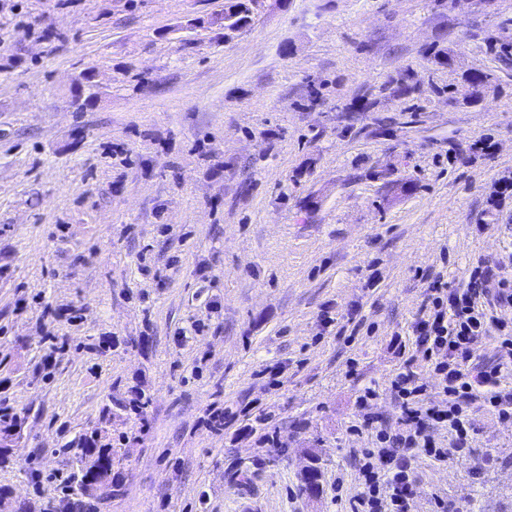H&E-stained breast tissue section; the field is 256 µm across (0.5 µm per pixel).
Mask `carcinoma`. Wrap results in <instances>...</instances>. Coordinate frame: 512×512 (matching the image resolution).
<instances>
[{"label": "carcinoma", "instance_id": "1", "mask_svg": "<svg viewBox=\"0 0 512 512\" xmlns=\"http://www.w3.org/2000/svg\"><path fill=\"white\" fill-rule=\"evenodd\" d=\"M249 18L248 0H225L224 15L209 21V25L224 30H239ZM493 79V74L478 72L462 76L459 82L448 83V99L467 100L476 96ZM81 466L66 482V512H98L101 500L120 492L121 483L112 474V448L100 443L96 436L79 439Z\"/></svg>", "mask_w": 512, "mask_h": 512}]
</instances>
